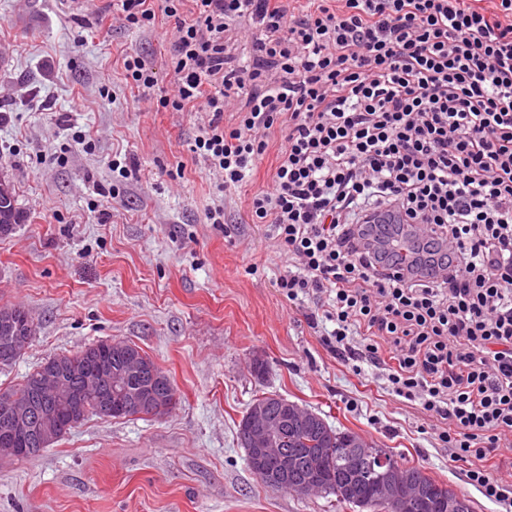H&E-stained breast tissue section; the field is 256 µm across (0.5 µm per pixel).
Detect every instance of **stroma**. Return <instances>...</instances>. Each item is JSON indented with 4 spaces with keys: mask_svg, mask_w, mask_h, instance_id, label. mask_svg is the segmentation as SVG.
Wrapping results in <instances>:
<instances>
[{
    "mask_svg": "<svg viewBox=\"0 0 512 512\" xmlns=\"http://www.w3.org/2000/svg\"><path fill=\"white\" fill-rule=\"evenodd\" d=\"M112 3L88 0L78 14L68 0H0V177L23 215L0 234V307H24L36 327L25 354L0 368V388L113 338L157 363L178 404L161 418L91 416L39 456L0 462V512H339L334 498L264 486L249 469L237 428L265 393L422 466L473 512H499L419 407L383 390L379 371L353 373L308 307L280 294L285 259L247 221L269 163L238 191H217L189 150L192 119L157 110L124 80L121 54L136 51L171 90L161 32L128 28ZM126 156L136 170L123 179L112 161ZM180 163L183 178L171 180ZM219 204L223 228L206 218Z\"/></svg>",
    "mask_w": 512,
    "mask_h": 512,
    "instance_id": "stroma-1",
    "label": "stroma"
}]
</instances>
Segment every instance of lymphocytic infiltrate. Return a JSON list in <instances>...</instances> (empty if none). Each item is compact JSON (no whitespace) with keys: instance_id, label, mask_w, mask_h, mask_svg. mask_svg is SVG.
Segmentation results:
<instances>
[{"instance_id":"lymphocytic-infiltrate-1","label":"lymphocytic infiltrate","mask_w":512,"mask_h":512,"mask_svg":"<svg viewBox=\"0 0 512 512\" xmlns=\"http://www.w3.org/2000/svg\"><path fill=\"white\" fill-rule=\"evenodd\" d=\"M128 27L173 23L189 145L235 191L267 155L248 219L286 259L354 373L441 425L466 478L512 512L486 461L512 433V0H116ZM252 34L238 49V26ZM430 227L405 243L401 228ZM388 354H381V345Z\"/></svg>"}]
</instances>
